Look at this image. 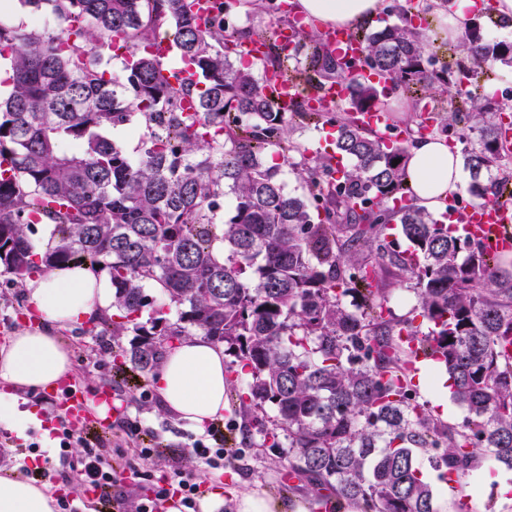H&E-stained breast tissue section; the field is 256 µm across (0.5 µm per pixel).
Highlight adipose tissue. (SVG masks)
I'll return each mask as SVG.
<instances>
[{"mask_svg":"<svg viewBox=\"0 0 512 512\" xmlns=\"http://www.w3.org/2000/svg\"><path fill=\"white\" fill-rule=\"evenodd\" d=\"M384 0H295V11L315 20L316 31L336 27L356 31L377 25ZM407 183L420 205L443 213L462 189L459 156L445 139L427 137L409 149ZM26 300L38 317L17 328L0 348V423L24 434L35 410L20 409L18 392L38 393L71 375L69 348L58 335L112 310V284L89 267L52 268L29 277ZM165 409L199 426L224 414V347L202 336H187L167 350L153 381ZM0 512H55L49 488L16 475L0 476Z\"/></svg>","mask_w":512,"mask_h":512,"instance_id":"obj_1","label":"adipose tissue"}]
</instances>
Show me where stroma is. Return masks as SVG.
<instances>
[{"mask_svg":"<svg viewBox=\"0 0 512 512\" xmlns=\"http://www.w3.org/2000/svg\"><path fill=\"white\" fill-rule=\"evenodd\" d=\"M25 308L24 289L13 285L9 274L0 273V345L7 343L21 325L20 313ZM60 337L72 351L74 381L91 394L104 387L114 389L121 416L150 426L165 448L175 449L187 443L189 436L199 435V428L189 426L162 408L156 391L148 392L115 378L111 337L94 335L85 325L61 332ZM443 377L436 362L424 360L419 365L414 389L435 414L452 423L460 422L464 411L452 401L449 391L440 387ZM26 405L37 408L38 421L28 428L21 440L15 432L0 425V471L27 477L33 469L46 467L47 474L42 483L52 493H59L62 474L69 471L71 459L79 454L80 447L74 444L68 450H61L59 435L64 418L54 400L44 394H30L26 397ZM223 422L224 433L229 438L226 448L239 455L235 466L213 469L197 460L190 468L195 479L205 484L209 493L220 494L223 512H237L239 492L254 487L284 501L310 500L311 495L304 486L283 491L285 470L278 463V449L238 448L236 441L240 431L232 409H225ZM468 482L473 490L470 512H512V471L486 462L469 476ZM505 484L511 487L506 494L501 491Z\"/></svg>","mask_w":512,"mask_h":512,"instance_id":"obj_1","label":"stroma"}]
</instances>
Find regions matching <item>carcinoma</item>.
Segmentation results:
<instances>
[{
  "mask_svg": "<svg viewBox=\"0 0 512 512\" xmlns=\"http://www.w3.org/2000/svg\"><path fill=\"white\" fill-rule=\"evenodd\" d=\"M21 3L47 6L58 28L27 33L0 21L4 272L17 283L70 264L106 273L115 313L91 325L112 337L117 369L144 381L183 336L224 344L225 396L243 444L286 449L288 477L316 499L330 492L338 509L438 512L421 452L440 451L431 466L456 474L458 512L483 453L512 470V258L417 204L405 175L410 143L374 136L354 116L381 110L385 94L360 67L435 102L432 133L464 144V192L497 202L512 126L485 87L512 62L511 43L487 40L473 21L453 47L460 59L430 70L439 38L428 18L413 23L431 13L421 0L414 14L357 31L356 64L308 26L293 55L269 45L263 71L344 82L349 99L338 109L297 100L284 112L267 76L237 54L265 34L199 18L189 0ZM164 27L182 62L175 84L151 52ZM115 41L128 56L114 75L103 49ZM307 117L336 127L333 154L309 157L291 140ZM134 119L147 129L136 158L106 136ZM272 145L282 162L270 166ZM288 163L299 193L286 190ZM394 222L403 251L388 240ZM35 224L49 231L42 247L29 235ZM385 273L414 293L428 331L384 313L389 294L373 282ZM148 287L176 318L158 310L142 320L155 303ZM403 336L445 367L462 422L434 415L403 381L416 357Z\"/></svg>",
  "mask_w": 512,
  "mask_h": 512,
  "instance_id": "obj_1",
  "label": "carcinoma"
}]
</instances>
